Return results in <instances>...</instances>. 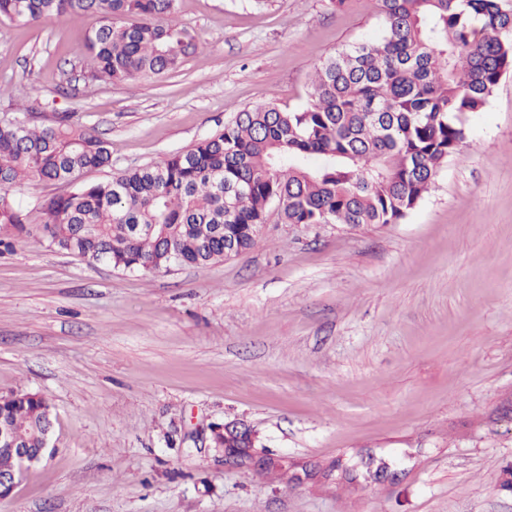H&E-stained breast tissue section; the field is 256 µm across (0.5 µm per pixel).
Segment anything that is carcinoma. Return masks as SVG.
Returning <instances> with one entry per match:
<instances>
[{"instance_id": "obj_1", "label": "carcinoma", "mask_w": 512, "mask_h": 512, "mask_svg": "<svg viewBox=\"0 0 512 512\" xmlns=\"http://www.w3.org/2000/svg\"><path fill=\"white\" fill-rule=\"evenodd\" d=\"M382 35L336 50L316 71L312 104L243 110L224 130L161 165L82 184L41 206L42 223L9 189L35 177L72 184L112 165L107 140L61 116L0 120V233L39 234L89 263L123 271L203 267L253 248L269 207L284 224H394L428 192L512 71V0H377ZM94 15L93 80L157 78L196 43L178 0H0V21ZM52 428L39 392L0 398V434L40 448Z\"/></svg>"}]
</instances>
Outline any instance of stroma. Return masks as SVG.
Listing matches in <instances>:
<instances>
[{
    "mask_svg": "<svg viewBox=\"0 0 512 512\" xmlns=\"http://www.w3.org/2000/svg\"><path fill=\"white\" fill-rule=\"evenodd\" d=\"M196 52L159 79L88 80L93 15L0 22V119L35 105L112 145L83 183L163 163L237 112L310 105L337 48L379 37L376 0H178ZM41 392L53 453L0 512H512V72L395 224H282L205 267L90 265L0 247V396ZM255 430L284 465L225 462ZM374 456L397 480L364 478Z\"/></svg>",
    "mask_w": 512,
    "mask_h": 512,
    "instance_id": "obj_1",
    "label": "stroma"
}]
</instances>
